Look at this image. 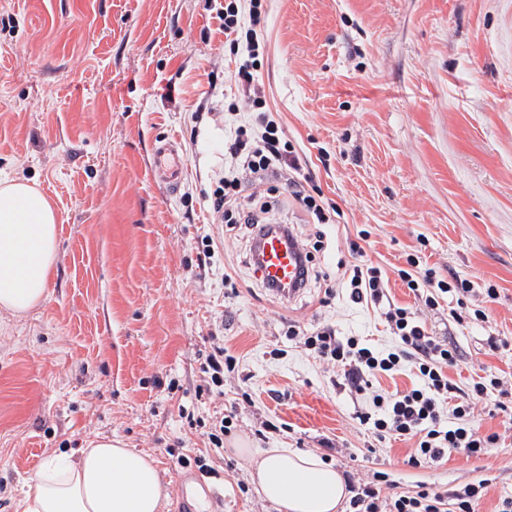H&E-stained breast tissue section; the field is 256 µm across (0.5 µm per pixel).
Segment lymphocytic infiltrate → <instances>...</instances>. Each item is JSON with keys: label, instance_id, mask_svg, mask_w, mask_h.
I'll return each mask as SVG.
<instances>
[{"label": "lymphocytic infiltrate", "instance_id": "obj_1", "mask_svg": "<svg viewBox=\"0 0 512 512\" xmlns=\"http://www.w3.org/2000/svg\"><path fill=\"white\" fill-rule=\"evenodd\" d=\"M218 30L225 37L237 60V91L250 104L251 115L235 126L224 143V167L214 178V187L203 199L213 222L245 225L249 233L267 225L268 205L247 207L246 193L254 184L276 180L296 203L314 215L318 223H329L325 208L298 179L300 157L278 124L269 116L266 95L257 80L263 44L257 29L264 20L262 0H224L216 10ZM406 269L399 276L407 288L420 298L426 309L435 310L442 296L470 293L468 280L433 281L431 272H419L420 260L407 256ZM349 297L353 303H370L381 309L395 340V346L380 352L354 336H338L330 325L312 330L289 328L290 338H301L303 346L320 360L343 369L349 391L368 399L373 412L362 413V424L370 426L378 438L395 437L414 441L409 456L411 465L421 461H440L454 450L464 449L473 456L483 455L500 439L499 433L480 434L468 422L469 404L457 403V390L446 373L456 366V346L437 339L425 320L408 308L391 302L380 268L362 264L345 269ZM413 367L417 384L404 391L385 393L374 390L373 382ZM351 492L348 512H478L487 486L469 484L446 495L427 485L406 493L395 489L387 473L373 472L370 480H356L346 474Z\"/></svg>", "mask_w": 512, "mask_h": 512}]
</instances>
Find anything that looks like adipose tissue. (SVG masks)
<instances>
[{
  "mask_svg": "<svg viewBox=\"0 0 512 512\" xmlns=\"http://www.w3.org/2000/svg\"><path fill=\"white\" fill-rule=\"evenodd\" d=\"M58 254V215L22 180L0 181V310L21 317L45 300ZM256 493L281 512H338L344 478L321 456L258 448L248 456ZM19 512H161L167 499L154 460L110 438L54 454L28 478Z\"/></svg>",
  "mask_w": 512,
  "mask_h": 512,
  "instance_id": "1",
  "label": "adipose tissue"
}]
</instances>
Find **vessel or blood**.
Wrapping results in <instances>:
<instances>
[{
	"mask_svg": "<svg viewBox=\"0 0 512 512\" xmlns=\"http://www.w3.org/2000/svg\"><path fill=\"white\" fill-rule=\"evenodd\" d=\"M180 146L173 140L161 141L153 153V172L166 189H174L182 176ZM260 256L258 275L273 286L276 293L290 296L301 282L302 258L296 242L280 227L265 228L256 240Z\"/></svg>",
	"mask_w": 512,
	"mask_h": 512,
	"instance_id": "obj_1",
	"label": "vessel or blood"
}]
</instances>
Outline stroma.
Listing matches in <instances>:
<instances>
[{
    "mask_svg": "<svg viewBox=\"0 0 512 512\" xmlns=\"http://www.w3.org/2000/svg\"><path fill=\"white\" fill-rule=\"evenodd\" d=\"M213 6L0 0V180L34 183L59 215L45 302L20 318L0 310V512H16L46 457L101 437L155 459L167 512L187 494L200 512H279L253 489L249 448L317 452L364 479L386 472L402 492L484 480L480 510L494 512L512 496V404L469 393L479 367L512 374V0H265L258 32L272 117L310 194L340 212L317 225L279 190L265 194L271 218L324 232L323 272L361 242L364 262L387 271L390 297L422 312L396 274L414 254L436 279L469 280L465 305L487 314L458 325L447 304L423 312L458 349L448 376L472 424L501 439L478 457L460 449L418 466L411 441L378 440L357 417L365 400L286 335L332 324L386 350L384 318L342 285L269 296L243 264L239 230L200 207L234 117L250 110L241 99L237 116L209 113L236 71ZM168 137L186 164L174 195L151 167ZM208 235L224 251L203 267ZM219 343L238 364L223 394H198ZM218 412L233 418L220 454L207 437ZM198 455L212 473L178 462Z\"/></svg>",
    "mask_w": 512,
    "mask_h": 512,
    "instance_id": "obj_1",
    "label": "stroma"
}]
</instances>
